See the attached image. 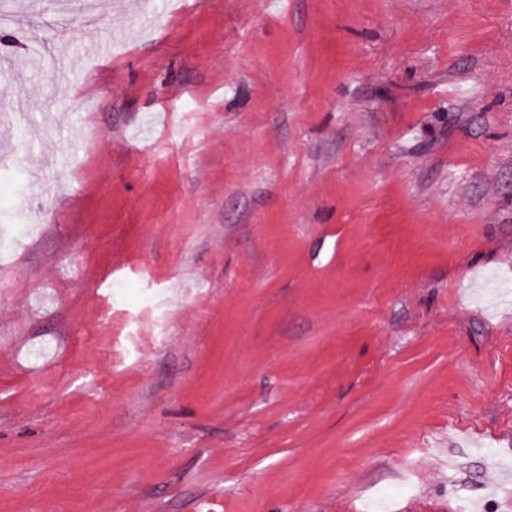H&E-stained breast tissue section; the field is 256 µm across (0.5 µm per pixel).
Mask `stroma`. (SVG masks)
<instances>
[{
  "mask_svg": "<svg viewBox=\"0 0 512 512\" xmlns=\"http://www.w3.org/2000/svg\"><path fill=\"white\" fill-rule=\"evenodd\" d=\"M7 9L0 512H512V0Z\"/></svg>",
  "mask_w": 512,
  "mask_h": 512,
  "instance_id": "stroma-1",
  "label": "stroma"
}]
</instances>
